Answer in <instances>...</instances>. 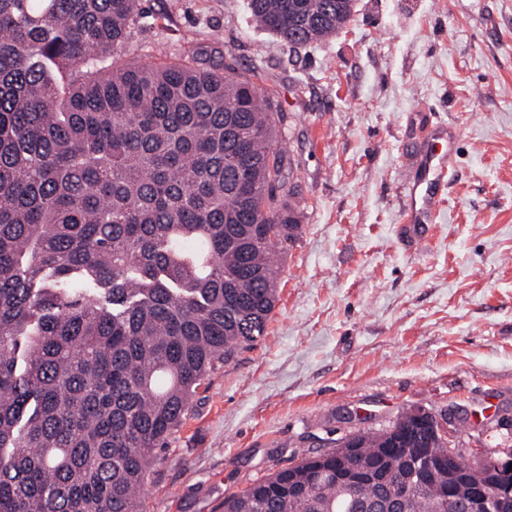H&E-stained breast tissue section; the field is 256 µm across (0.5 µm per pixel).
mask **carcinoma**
<instances>
[{
	"mask_svg": "<svg viewBox=\"0 0 512 512\" xmlns=\"http://www.w3.org/2000/svg\"><path fill=\"white\" fill-rule=\"evenodd\" d=\"M355 0H249L296 48ZM140 0H0V512H140L200 387L266 335L300 220L279 113L200 45L124 59ZM343 439L358 487L279 469L222 512H388L448 440L409 424ZM437 469L395 512H445Z\"/></svg>",
	"mask_w": 512,
	"mask_h": 512,
	"instance_id": "obj_1",
	"label": "carcinoma"
}]
</instances>
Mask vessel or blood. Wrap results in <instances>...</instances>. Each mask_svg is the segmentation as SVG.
<instances>
[{"instance_id": "vessel-or-blood-1", "label": "vessel or blood", "mask_w": 512, "mask_h": 512, "mask_svg": "<svg viewBox=\"0 0 512 512\" xmlns=\"http://www.w3.org/2000/svg\"><path fill=\"white\" fill-rule=\"evenodd\" d=\"M454 139V129L447 123L432 126L431 141L419 159L423 179L408 191L406 213L410 222L409 232H416L417 222L432 217L437 210L439 199L433 186L443 180L452 167Z\"/></svg>"}]
</instances>
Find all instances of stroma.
Masks as SVG:
<instances>
[{"mask_svg": "<svg viewBox=\"0 0 512 512\" xmlns=\"http://www.w3.org/2000/svg\"><path fill=\"white\" fill-rule=\"evenodd\" d=\"M130 60L221 47L284 116L300 228L278 259L267 334L212 374L161 453L141 512H218L225 495L424 408L465 460L512 458V0H357L290 49L247 0H142ZM457 130L445 202L402 231L410 155Z\"/></svg>", "mask_w": 512, "mask_h": 512, "instance_id": "obj_1", "label": "stroma"}]
</instances>
